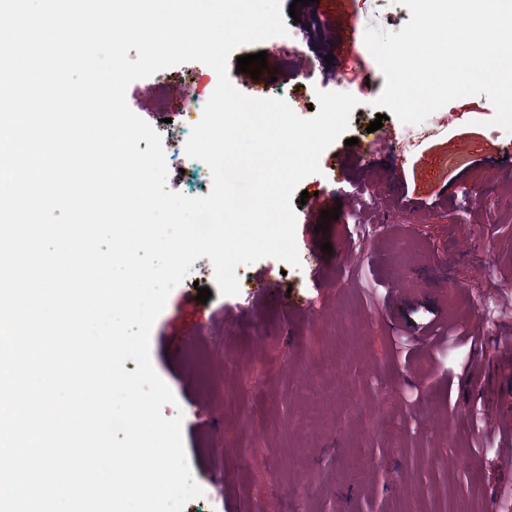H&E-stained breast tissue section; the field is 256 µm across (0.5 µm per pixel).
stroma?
Instances as JSON below:
<instances>
[{"mask_svg":"<svg viewBox=\"0 0 512 512\" xmlns=\"http://www.w3.org/2000/svg\"><path fill=\"white\" fill-rule=\"evenodd\" d=\"M281 6L297 12L286 35L238 47L234 87L303 118L320 90L359 103L301 181L308 198L291 197L299 266H242L239 293L223 296L199 258L153 325L151 362L177 400L163 414H182L203 489L184 512H512L500 432L512 418V173L491 161L512 154V134L492 125L486 95L465 96L422 125L389 116L381 136L412 132L413 144L359 165L385 85L365 32L399 31L411 14L396 0ZM261 51L259 78L238 71ZM165 75L177 113L160 130L168 188L202 197L210 169L184 148L202 113L185 111L183 93L210 95L217 75L197 61ZM201 287L213 291L204 303Z\"/></svg>","mask_w":512,"mask_h":512,"instance_id":"1","label":"stroma"}]
</instances>
